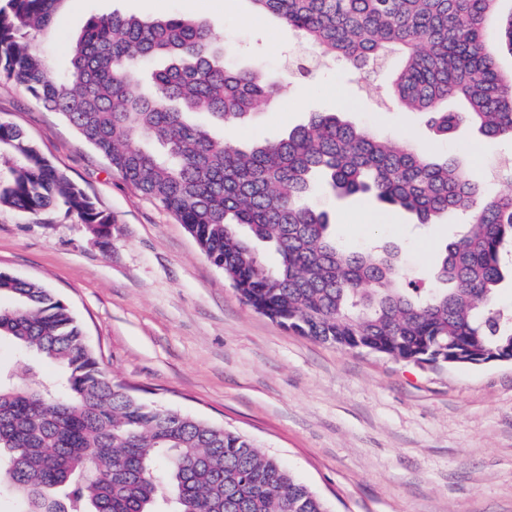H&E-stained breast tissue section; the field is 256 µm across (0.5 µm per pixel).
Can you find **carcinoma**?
<instances>
[{"mask_svg": "<svg viewBox=\"0 0 512 512\" xmlns=\"http://www.w3.org/2000/svg\"><path fill=\"white\" fill-rule=\"evenodd\" d=\"M66 0L0 6V77L59 113L134 190L185 224L251 308L301 336L412 362L453 347L459 365L512 360V312L498 308L512 277V191L485 194L458 163L402 140L375 137L337 112H315L284 135L233 146L190 115L224 126L267 108L280 84L255 65L224 64L212 29L171 15L146 21L94 15L70 47L61 75L36 39ZM324 58L362 70L393 53L402 64L391 94L423 114L439 136L459 126L512 142V71L500 69L484 31L496 24L512 54V12L500 0H251ZM165 59L163 68L144 63ZM464 103L450 112L443 102ZM0 208L35 216L63 207L111 233L96 208L17 126L0 121ZM340 198L370 196L419 224L466 217L440 249L434 286L406 282L388 246L344 252L329 213L308 202L313 178ZM278 255L266 268L255 245ZM0 339L62 368L29 388L0 373V496L18 512H328L325 501L246 435L189 413L160 409L112 381L82 324L50 288L0 271Z\"/></svg>", "mask_w": 512, "mask_h": 512, "instance_id": "cac0c4a2", "label": "carcinoma"}]
</instances>
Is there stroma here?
<instances>
[{
    "mask_svg": "<svg viewBox=\"0 0 512 512\" xmlns=\"http://www.w3.org/2000/svg\"><path fill=\"white\" fill-rule=\"evenodd\" d=\"M168 15L208 23L236 66L280 76L301 39L250 0H67L39 47L62 72L91 16ZM391 57L364 73L330 59L286 81L274 105L229 127L226 140L270 139L313 112H344L354 125L420 151L456 159L506 191L494 173L512 145L462 126L445 138L389 99ZM350 104H342L341 92ZM0 120L21 128L51 163L112 216L100 239L77 216L0 209V269L35 279L65 300L115 380L145 401L223 424L273 454L329 512H512V362L420 365L319 343L247 306L183 224L128 186L60 114L0 77ZM334 218L343 251L388 244L407 279L432 285L438 248L455 215L414 227L371 198L311 197Z\"/></svg>",
    "mask_w": 512,
    "mask_h": 512,
    "instance_id": "1",
    "label": "stroma"
}]
</instances>
